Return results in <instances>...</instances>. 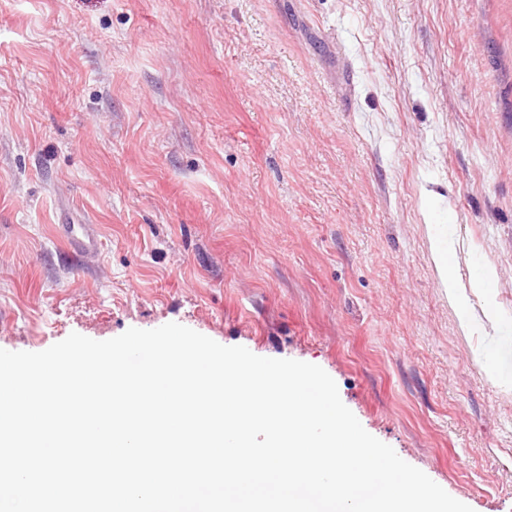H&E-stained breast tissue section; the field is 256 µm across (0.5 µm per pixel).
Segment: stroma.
<instances>
[{
	"mask_svg": "<svg viewBox=\"0 0 512 512\" xmlns=\"http://www.w3.org/2000/svg\"><path fill=\"white\" fill-rule=\"evenodd\" d=\"M170 322L512 512V0H0V349ZM56 232L75 254L95 253L99 248L100 238L96 225L75 224L69 219L67 211L60 212Z\"/></svg>",
	"mask_w": 512,
	"mask_h": 512,
	"instance_id": "1",
	"label": "stroma"
}]
</instances>
